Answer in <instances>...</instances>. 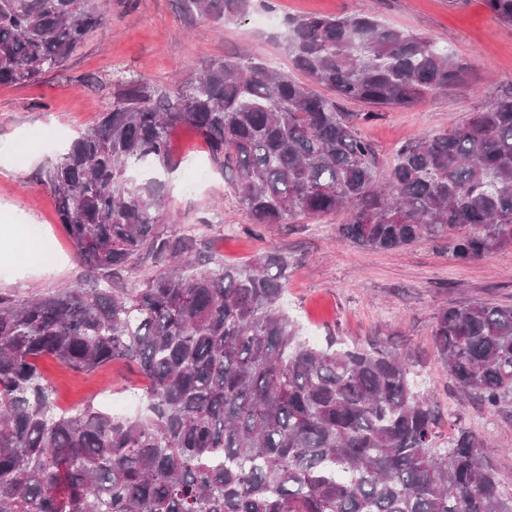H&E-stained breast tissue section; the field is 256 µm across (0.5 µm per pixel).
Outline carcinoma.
<instances>
[{"label": "carcinoma", "mask_w": 512, "mask_h": 512, "mask_svg": "<svg viewBox=\"0 0 512 512\" xmlns=\"http://www.w3.org/2000/svg\"><path fill=\"white\" fill-rule=\"evenodd\" d=\"M99 2L0 0V85L62 68L105 29ZM178 2L217 24L253 7ZM484 2L512 25V0ZM284 41L304 79L234 52L175 95L128 84L43 169L87 273L26 301L0 296V512H512L460 415L440 446L419 353L306 342L283 308L287 257L207 268L196 241L165 223L164 183L131 175L172 171V131L186 126L232 172L255 224L344 209L339 238L369 250L439 239L468 263L512 246V93L401 145L381 183L372 144L320 89L373 112L409 108L466 82L470 67L363 14L291 17ZM146 256L157 270L121 283ZM433 344L459 392L492 413L512 401V306L442 310ZM45 356L81 373L135 363L144 414L59 410L38 369Z\"/></svg>", "instance_id": "carcinoma-1"}]
</instances>
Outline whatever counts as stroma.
Listing matches in <instances>:
<instances>
[{
  "mask_svg": "<svg viewBox=\"0 0 512 512\" xmlns=\"http://www.w3.org/2000/svg\"><path fill=\"white\" fill-rule=\"evenodd\" d=\"M103 3L105 30L90 33L62 70L34 83L0 86V295L18 301L81 278L83 267L58 220L55 198L37 177L111 108L128 82L144 81L173 94L210 59L245 47L268 66L290 71L284 21L304 14L360 13L431 38L471 67L468 86L373 115L359 102L336 100L375 147L382 179L404 142L443 131L479 111L490 97L512 92V25L498 23L483 0H270L224 24L186 21L177 0ZM173 148L181 164L165 179L166 217L198 225L202 250L224 264L243 265L268 251L287 255L284 304L313 341L335 336L361 343L377 336L389 349L420 352L425 363L418 381L434 396L442 436L452 435L451 415L460 413L491 447L490 465L512 479V404L487 413L453 388L432 350L441 310L478 302L512 306V247L468 264L456 262L447 243L435 240L368 250L339 241L337 226L346 220L342 211L322 221L263 227L252 222L230 175L217 169L195 131L177 128ZM193 166L202 167L206 177L190 189L186 178ZM31 228L39 229V239L25 238ZM38 365L63 410L89 400L108 408L121 398L141 397L147 384L120 361L89 374L50 357Z\"/></svg>",
  "mask_w": 512,
  "mask_h": 512,
  "instance_id": "1",
  "label": "stroma"
}]
</instances>
